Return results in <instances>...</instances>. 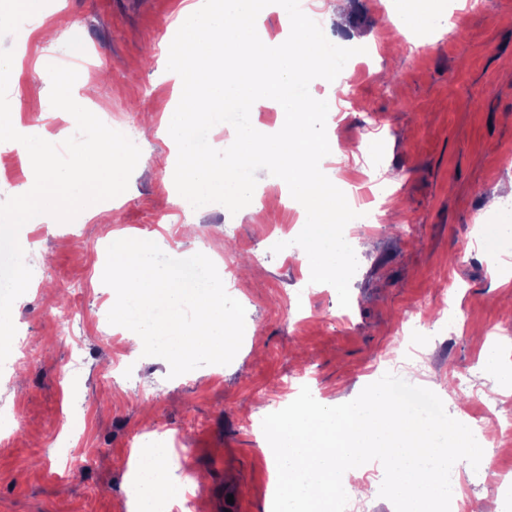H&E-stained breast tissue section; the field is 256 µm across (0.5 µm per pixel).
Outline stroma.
Segmentation results:
<instances>
[{
  "instance_id": "stroma-1",
  "label": "stroma",
  "mask_w": 512,
  "mask_h": 512,
  "mask_svg": "<svg viewBox=\"0 0 512 512\" xmlns=\"http://www.w3.org/2000/svg\"><path fill=\"white\" fill-rule=\"evenodd\" d=\"M187 0H45L41 23L56 42L40 37L41 23L22 25V0H0L12 20L0 46L22 57L12 71V121L57 144L76 131L74 118L32 95L48 86L49 64L74 65V100L111 116V127L140 133L142 117H160L175 93L165 74L164 40ZM326 38L362 47L351 58L348 88H337V112L326 132L339 143L344 178L370 193L392 192L400 220L361 228L369 242L357 251L351 304L340 307L332 288L309 285L303 262L272 246L288 241L298 213L289 205L238 218L221 205L188 214L178 205L162 163L170 148L159 137L139 141L145 159L128 189L106 200L115 224L78 215L73 221L22 226L26 262L42 269L12 307L20 338L34 341L33 359L0 376V512H128V462L135 446H165V465L183 477L203 476L192 489L189 512H266L270 462L261 431L244 422L255 403L276 412L289 392L309 387L335 406L356 398L372 378L400 373L393 355L401 320H435V335L416 332L417 358L409 362L419 386H441L450 416L460 406L512 401V310L500 300L494 249L480 247V226L512 224V202L490 211L489 201L512 181V0H486L484 11L462 9V27L439 36L416 32L415 48L399 50L389 22L391 0H353L344 19L310 0ZM88 52L68 62L72 33ZM112 66L102 77L98 59ZM155 236L173 258L197 252L234 253L246 261L235 298L246 310L240 350L214 379L201 366L170 377L159 357L127 358L107 315L116 294L102 276L106 250L119 233ZM448 311L437 315L440 295ZM75 305L85 316L72 336L56 337L59 308ZM497 354L489 366L486 352ZM118 385H110V378ZM497 436L483 446L485 465L464 460L461 478L470 512H512V497L496 488L512 472V447ZM384 468L365 464L348 512H393L380 497Z\"/></svg>"
}]
</instances>
